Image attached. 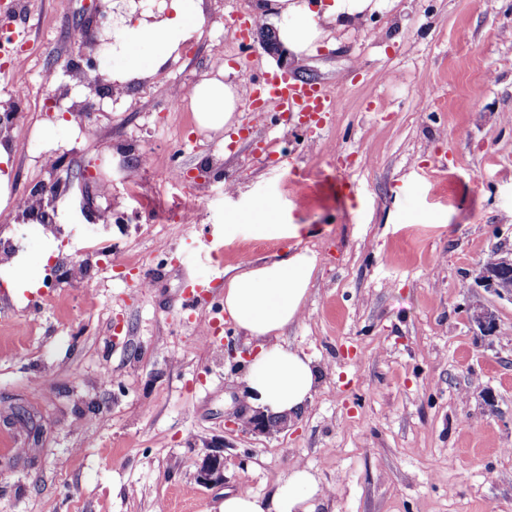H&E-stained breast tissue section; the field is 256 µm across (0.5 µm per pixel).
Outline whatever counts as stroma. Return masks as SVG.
Wrapping results in <instances>:
<instances>
[{"label": "stroma", "instance_id": "1", "mask_svg": "<svg viewBox=\"0 0 512 512\" xmlns=\"http://www.w3.org/2000/svg\"><path fill=\"white\" fill-rule=\"evenodd\" d=\"M262 3L201 0L185 59L156 70L150 52L93 46L89 0H0L29 40L0 58V102L20 86L34 104L10 133L0 250L43 279L18 295L0 267V512H221L225 490L272 498L297 464L326 490L321 512H512V302L474 285L512 247V0H377L298 57L268 26L240 48L241 14ZM90 62L130 82L115 102L72 88L89 137L55 101ZM245 68L301 72L339 107L306 132L284 115L247 126L242 108L222 134L158 109L221 70L248 100ZM175 167L192 190L167 183ZM54 186L60 234L15 222L19 199ZM266 200L301 238L225 241L232 213ZM186 207L198 223L171 220ZM88 226L121 264L76 281ZM290 248L318 258L282 335L314 362L316 392L283 430L244 432L228 422L256 342L226 321L224 285ZM37 295L51 302L34 312ZM477 299L493 335L465 316ZM216 451L224 478L201 483Z\"/></svg>", "mask_w": 512, "mask_h": 512}]
</instances>
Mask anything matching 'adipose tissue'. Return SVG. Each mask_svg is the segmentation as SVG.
<instances>
[{"mask_svg": "<svg viewBox=\"0 0 512 512\" xmlns=\"http://www.w3.org/2000/svg\"><path fill=\"white\" fill-rule=\"evenodd\" d=\"M200 2L172 0L170 16L135 28L115 29L112 38L133 57L143 45H151L152 66L160 68L202 25ZM372 2L333 0L319 14L310 10L306 0H269L258 20L277 22L278 42L299 55L309 52L324 25L342 29L357 23ZM189 99L198 125L214 133L233 124L240 104L235 85L217 77L196 85ZM316 267L314 252L293 250L271 262L245 264L224 287L225 313L236 328L259 342L244 382L248 403L265 414L292 417L313 399L317 371L312 359L282 344L280 334L302 314ZM324 495V489L302 467L269 500L246 488L225 492L221 512H317Z\"/></svg>", "mask_w": 512, "mask_h": 512, "instance_id": "1", "label": "adipose tissue"}]
</instances>
